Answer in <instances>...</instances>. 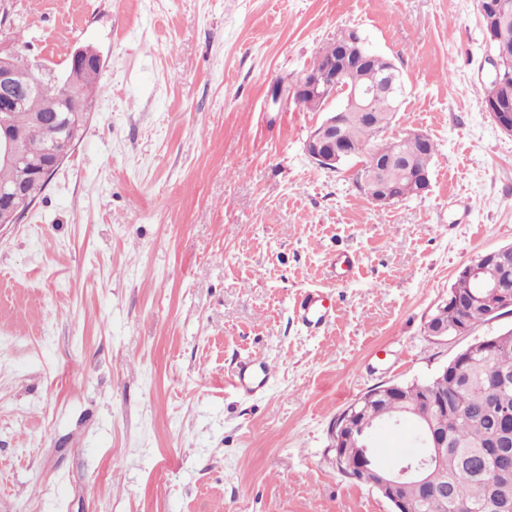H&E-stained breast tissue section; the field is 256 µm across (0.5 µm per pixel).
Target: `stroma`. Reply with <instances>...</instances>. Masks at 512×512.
<instances>
[{
	"label": "stroma",
	"instance_id": "35a3bbf8",
	"mask_svg": "<svg viewBox=\"0 0 512 512\" xmlns=\"http://www.w3.org/2000/svg\"><path fill=\"white\" fill-rule=\"evenodd\" d=\"M0 41L99 94L71 156L0 231V512H391L333 461L338 415L429 379L476 324H427L512 246V134L484 110L477 0H9ZM399 69L388 137L436 145L427 193L379 206L305 152L329 115L273 104L341 31ZM333 323L297 317L308 290ZM276 375L226 384L250 352Z\"/></svg>",
	"mask_w": 512,
	"mask_h": 512
}]
</instances>
